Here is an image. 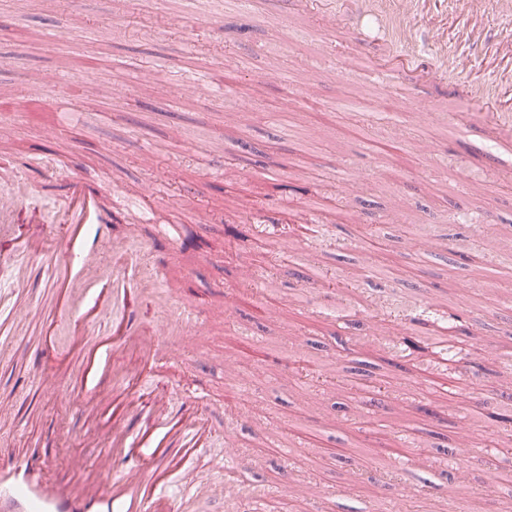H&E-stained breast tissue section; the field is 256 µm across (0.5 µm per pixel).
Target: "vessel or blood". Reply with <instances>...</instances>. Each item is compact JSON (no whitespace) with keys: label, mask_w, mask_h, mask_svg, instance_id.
<instances>
[{"label":"vessel or blood","mask_w":512,"mask_h":512,"mask_svg":"<svg viewBox=\"0 0 512 512\" xmlns=\"http://www.w3.org/2000/svg\"><path fill=\"white\" fill-rule=\"evenodd\" d=\"M445 18L455 22L456 37L444 36L433 22L424 28L437 46L444 71L453 83L497 97L512 87V66L490 67V52L512 54V0H442ZM496 23H489L488 12ZM378 32L395 50L406 51L416 29L382 16ZM64 189L74 203L61 230L43 223L36 211L24 212L13 194L0 195V258L23 251L33 258L50 250L65 258L55 274L58 285V328L70 338L66 350L46 341L35 355L36 371L60 402L77 415H94L98 429L86 438L97 442L88 459L33 450L18 457H0V512H209L213 499H238L241 488L224 484L225 456L212 460L207 473L190 465L192 453L205 442L210 427L203 399L191 408L166 409L163 401L146 405L138 393L166 365V346L175 336L201 334L190 313L145 325L142 296L164 285V268H146L141 255L124 243L112 245L116 273L102 272L86 244L88 226L107 235L114 220L152 227L153 244L166 251H192L195 241L182 225L160 218L152 201L162 196L161 183L144 195L142 206L129 204L119 190L71 162ZM136 358H129V351ZM83 354L87 385L73 392L67 385L73 354Z\"/></svg>","instance_id":"obj_1"}]
</instances>
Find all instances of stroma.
Returning a JSON list of instances; mask_svg holds the SVG:
<instances>
[{
	"instance_id": "stroma-1",
	"label": "stroma",
	"mask_w": 512,
	"mask_h": 512,
	"mask_svg": "<svg viewBox=\"0 0 512 512\" xmlns=\"http://www.w3.org/2000/svg\"><path fill=\"white\" fill-rule=\"evenodd\" d=\"M252 6L261 23L239 12L219 27L171 2L0 0V88L13 102L0 112V163L23 188L20 208L55 218L70 157L112 174L127 196L162 180L157 208L210 248L206 259L176 257L167 273L173 292L191 285L204 333L143 391L209 403L215 431L193 467L206 469L230 437L242 459L225 482L273 487L258 502L240 497L234 512H368L377 501L448 512L440 447L462 458L501 445L488 415L511 372L512 249L500 236L512 230V182L498 176L512 172V155L493 116L507 104L474 105L439 79L436 58L359 44L352 30L328 25L325 0ZM362 60L390 78L350 76ZM269 70L287 83L263 81ZM33 83L50 110L31 112ZM58 105L84 113L88 127L50 137ZM377 112L402 119L376 127ZM273 166L275 182L263 176ZM317 197L323 225L300 209ZM262 205L280 217L285 241L247 225ZM451 250L463 255L458 266L441 260ZM11 266L27 281L0 291V337L10 344L0 354V452L93 454L79 437L84 420L32 367L57 314L47 265L20 254ZM257 284L262 319L247 303ZM24 305L30 313L14 322L11 308ZM414 308L468 312L469 335H442L463 357L441 366L455 382L447 392L423 379L431 351L393 364L394 340L431 330L406 321ZM474 358L489 359L492 373L468 377ZM406 432L419 455L382 480L375 450ZM336 446L341 455H330ZM492 471L471 464L460 488L466 512H512V494L487 484Z\"/></svg>"
}]
</instances>
